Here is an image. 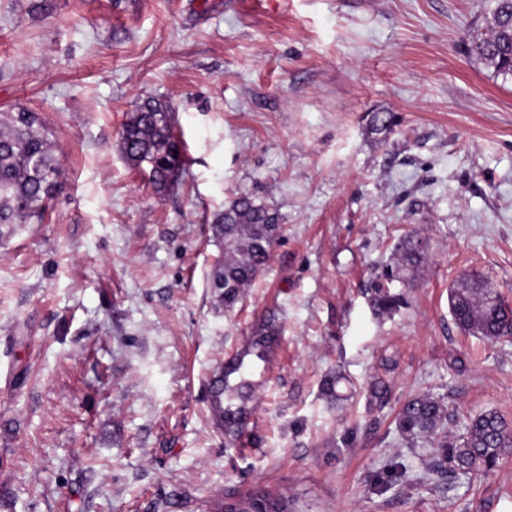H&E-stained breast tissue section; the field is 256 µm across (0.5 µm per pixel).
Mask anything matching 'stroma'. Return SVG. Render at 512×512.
<instances>
[{
    "label": "stroma",
    "instance_id": "obj_1",
    "mask_svg": "<svg viewBox=\"0 0 512 512\" xmlns=\"http://www.w3.org/2000/svg\"><path fill=\"white\" fill-rule=\"evenodd\" d=\"M492 6L0 0V112H36L63 167L44 221L0 240V512H205L257 487L296 512H512V458L472 483L430 475L429 445L396 428L423 393L449 430L512 423V341L448 306L473 272L512 302V76L467 37ZM149 96L188 155L162 195L119 149ZM242 195L288 231L229 311L212 222ZM410 233L428 259L376 315L364 290ZM268 315L281 334L244 361L253 414L229 448L209 382Z\"/></svg>",
    "mask_w": 512,
    "mask_h": 512
}]
</instances>
